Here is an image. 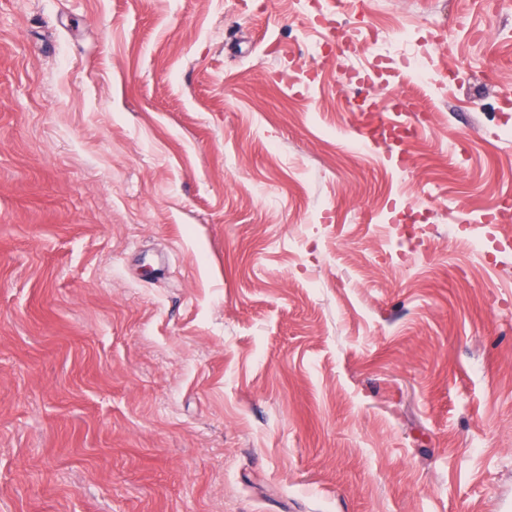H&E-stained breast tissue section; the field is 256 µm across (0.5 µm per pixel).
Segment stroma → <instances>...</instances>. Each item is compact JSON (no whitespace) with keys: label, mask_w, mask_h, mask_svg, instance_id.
I'll return each instance as SVG.
<instances>
[{"label":"stroma","mask_w":512,"mask_h":512,"mask_svg":"<svg viewBox=\"0 0 512 512\" xmlns=\"http://www.w3.org/2000/svg\"><path fill=\"white\" fill-rule=\"evenodd\" d=\"M315 10L0 0V512H512V0H367L410 171Z\"/></svg>","instance_id":"1"}]
</instances>
